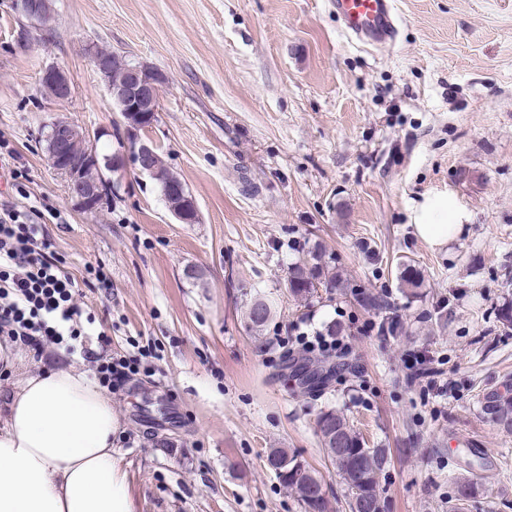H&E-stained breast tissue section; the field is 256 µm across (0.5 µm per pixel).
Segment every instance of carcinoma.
<instances>
[{
  "label": "carcinoma",
  "instance_id": "obj_1",
  "mask_svg": "<svg viewBox=\"0 0 512 512\" xmlns=\"http://www.w3.org/2000/svg\"><path fill=\"white\" fill-rule=\"evenodd\" d=\"M324 271L318 266L307 267V262L295 265L287 280L288 293L296 299H303L314 293L321 284ZM265 314L253 308L252 301L245 303L244 315L247 325L255 331H262L272 315V302L264 303ZM316 434L322 446L333 447L332 438L339 439L336 446L334 468L336 474L350 490H358L360 496L374 504L373 512H385V498L382 496L379 475L387 463L382 448L361 449L362 437L347 418L334 409L321 411L316 419ZM268 455L280 462L281 472L276 474L285 488L294 493L304 507V512H331L330 501L317 503L321 494L323 479L307 462L298 458L286 448H272Z\"/></svg>",
  "mask_w": 512,
  "mask_h": 512
}]
</instances>
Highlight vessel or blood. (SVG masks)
<instances>
[{"instance_id": "vessel-or-blood-1", "label": "vessel or blood", "mask_w": 512, "mask_h": 512, "mask_svg": "<svg viewBox=\"0 0 512 512\" xmlns=\"http://www.w3.org/2000/svg\"><path fill=\"white\" fill-rule=\"evenodd\" d=\"M330 5L341 18L347 37L372 46L394 40V0H330Z\"/></svg>"}]
</instances>
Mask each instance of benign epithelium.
Masks as SVG:
<instances>
[{"mask_svg": "<svg viewBox=\"0 0 512 512\" xmlns=\"http://www.w3.org/2000/svg\"><path fill=\"white\" fill-rule=\"evenodd\" d=\"M18 13L34 24H46L52 18L48 0H16ZM123 69V79L112 80V70L102 62V56L93 53L91 62L94 70L105 83L116 109L127 116H135L140 123L129 125L138 132L150 128L160 107L162 76L144 65H131L120 56H115ZM39 83L47 90L49 97L63 102L72 97L74 87L65 69L47 66L39 74ZM46 133L48 158L51 166L66 178L68 193L83 209L94 211L104 202L110 186L104 179L98 158L89 145L88 134L68 118L56 117L47 124ZM81 146L86 153L82 165L70 163L68 148ZM133 155L142 173L155 182L166 186V203L173 216L182 224H195L198 213L192 198L182 188L166 178L155 163V147L149 141L136 138L132 142Z\"/></svg>", "mask_w": 512, "mask_h": 512, "instance_id": "7a95c632", "label": "benign epithelium"}]
</instances>
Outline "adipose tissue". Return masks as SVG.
<instances>
[{"instance_id":"adipose-tissue-1","label":"adipose tissue","mask_w":512,"mask_h":512,"mask_svg":"<svg viewBox=\"0 0 512 512\" xmlns=\"http://www.w3.org/2000/svg\"><path fill=\"white\" fill-rule=\"evenodd\" d=\"M464 213L449 198L427 200L414 225L433 248L457 238ZM0 345V512H132L126 472L112 446V399L69 365L15 374Z\"/></svg>"}]
</instances>
